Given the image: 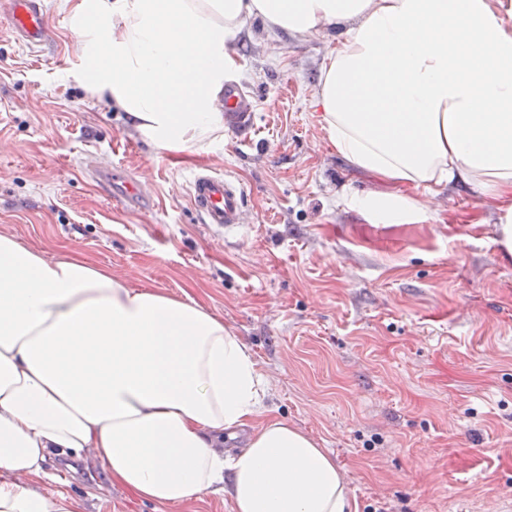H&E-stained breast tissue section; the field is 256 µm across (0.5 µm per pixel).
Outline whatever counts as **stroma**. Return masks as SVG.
<instances>
[{
	"mask_svg": "<svg viewBox=\"0 0 512 512\" xmlns=\"http://www.w3.org/2000/svg\"><path fill=\"white\" fill-rule=\"evenodd\" d=\"M50 44L31 51L0 12V233L76 253L135 286L186 295L250 346L263 405L328 449L358 512H491L512 492V262L471 190L427 196L426 224H372L345 192L385 190L318 122L314 92L338 28L301 36L256 19L237 35L254 94L248 135L208 156L159 152L90 98L66 0H45ZM129 168L153 197L129 211L93 180ZM241 180L247 222L201 223L193 170ZM84 512H172L77 463Z\"/></svg>",
	"mask_w": 512,
	"mask_h": 512,
	"instance_id": "1",
	"label": "stroma"
}]
</instances>
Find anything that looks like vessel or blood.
Listing matches in <instances>:
<instances>
[{
  "label": "vessel or blood",
  "mask_w": 512,
  "mask_h": 512,
  "mask_svg": "<svg viewBox=\"0 0 512 512\" xmlns=\"http://www.w3.org/2000/svg\"><path fill=\"white\" fill-rule=\"evenodd\" d=\"M8 19L18 41L38 47L50 38V28L43 0H9ZM225 128L238 134L250 131L254 120L253 95L235 81L224 86L222 99ZM116 201L140 209L152 200L143 187L124 168L105 167L96 173ZM191 202L202 223L221 232H230L243 224L246 215V192L236 177L206 170L189 178Z\"/></svg>",
  "instance_id": "b4317fda"
}]
</instances>
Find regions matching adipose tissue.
<instances>
[{"label": "adipose tissue", "mask_w": 512, "mask_h": 512, "mask_svg": "<svg viewBox=\"0 0 512 512\" xmlns=\"http://www.w3.org/2000/svg\"><path fill=\"white\" fill-rule=\"evenodd\" d=\"M75 77L171 155L224 145L230 44L247 23L345 24L315 92L336 151L391 183L345 204L424 224L426 194L479 190L512 257V21L500 0H70ZM262 369L190 297L133 286L77 254L0 233V512H82L39 491L53 457L93 451L111 484L174 508L227 493L232 512H356L335 458L264 414ZM248 429L246 448L224 441Z\"/></svg>", "instance_id": "obj_1"}]
</instances>
